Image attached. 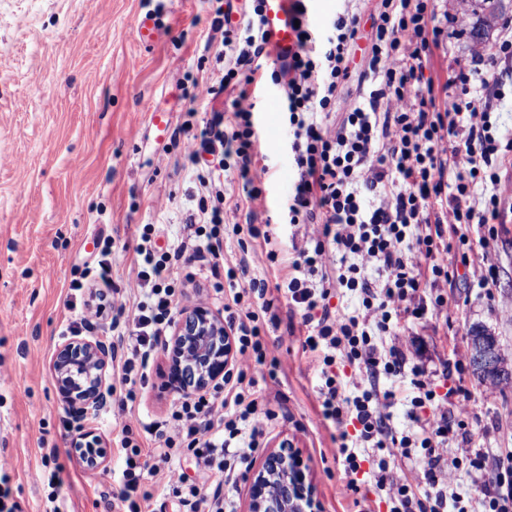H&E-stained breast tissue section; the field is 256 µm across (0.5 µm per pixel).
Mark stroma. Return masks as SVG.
I'll return each mask as SVG.
<instances>
[{
  "label": "stroma",
  "mask_w": 512,
  "mask_h": 512,
  "mask_svg": "<svg viewBox=\"0 0 512 512\" xmlns=\"http://www.w3.org/2000/svg\"><path fill=\"white\" fill-rule=\"evenodd\" d=\"M152 2L0 0V370L6 374L0 380V456L11 464L23 512H48L49 490L33 479L46 465L61 478V512H117L112 491L124 468L116 446L121 428L165 420L175 397L164 386L169 361L161 346L128 412L113 403L98 415L73 419L52 370L54 351L76 315L73 286L94 279L102 250L111 251L113 289L135 298L138 227L164 225L158 246L177 247L188 239L187 224L201 222V203L212 200L198 166L172 135L151 129L149 112L171 110L173 125H190L196 134L231 99L228 91L219 102L203 92L224 73L216 58L221 34L212 26L221 2L177 0L161 41L146 50L132 41L130 25ZM436 10L448 17V38L430 58L433 75L445 77L455 62L477 67L493 51L500 26L476 40L469 35L467 0H437ZM254 94L257 159L269 165L270 176L257 200L242 202L235 221L269 225L279 256L238 277L236 286L265 280L274 300L261 335L277 343L280 365L273 373L258 368L254 389L278 398L281 410L250 468L258 470L267 452L287 442L300 452L322 512H390L372 476L379 454L360 455L364 502L353 504L341 493L343 458L316 401L322 366L303 350L306 328L280 291L290 272L293 229L274 218L296 180L288 114L275 88L260 85ZM498 231L487 255L471 254L469 268L459 269L453 287L445 288L443 313L396 330L437 395L467 390V397H452L448 415L477 429L481 450L491 455L512 448V388L489 390L465 360L475 326L494 333L512 359V223ZM489 264L496 279L483 289L478 282ZM177 281L196 303L223 313L225 296L214 291L208 266L180 262ZM454 359L460 371L444 372V362ZM81 429L93 432L106 450L96 469L87 468L72 446Z\"/></svg>",
  "instance_id": "stroma-1"
}]
</instances>
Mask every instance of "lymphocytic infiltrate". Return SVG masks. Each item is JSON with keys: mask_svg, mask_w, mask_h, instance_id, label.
<instances>
[{"mask_svg": "<svg viewBox=\"0 0 512 512\" xmlns=\"http://www.w3.org/2000/svg\"><path fill=\"white\" fill-rule=\"evenodd\" d=\"M262 6L263 0H249L245 20L223 31L224 74L207 93L216 98L224 89L237 87L227 112H215L201 137L187 135L182 126L174 133L181 136L189 157L202 151L215 157L217 165L201 176L202 184L235 172L247 200H256L269 167L257 161L259 134L252 121L256 101L249 87L259 83L279 89L297 168L283 221L304 229L302 244L293 248L284 297L301 310L304 325L311 328L303 347L319 353L328 368L340 358L358 365L370 380L380 374L409 377L413 405L433 406L429 417L417 420L414 433L399 437L384 422L395 392L381 394L369 387L351 396L335 374H324L316 399L324 422L336 428L344 457L343 493L360 492L355 444L381 452L398 448L406 458L419 448L427 458L423 471L378 463L374 479L393 502L392 512H446L452 502L456 512H512V450L492 473L480 451L464 448L445 457L453 431L446 401L437 400L425 369L411 363L402 346H379L380 337L392 335L400 319L419 322L443 305L439 291L450 280L448 256L453 249L487 247L497 234L506 192L501 172L504 165H512V137L500 138L492 116L512 79L497 68L499 59L512 58V35L498 42L482 70L454 69L439 83L425 73L445 36L434 0H380L365 58L374 87L346 100L340 90L349 77L357 12L345 9L320 32L309 22L307 0H295L298 48L280 66L271 60ZM215 198L208 225L194 229L193 250L180 245L157 252L151 241L160 237V225L142 229L136 282L140 299L127 353L117 368L120 405L134 402L137 384L147 378L151 351L175 312L192 301L187 290L174 285L178 262L221 255L224 216L239 207L226 203L223 193ZM472 224L487 228V235L470 240L465 228ZM370 269L377 271V278L367 277ZM339 288L358 294L359 311L331 312L327 300ZM429 289L435 291L434 299H425ZM248 295L259 299L258 308L243 310ZM126 305L119 292H88L71 334L95 324L117 327L116 317ZM272 306L264 282L251 281L246 293L230 291L224 321L234 336L237 362L223 384L179 395L167 419L149 427L159 443L154 456L144 454L132 424L123 426L117 443L125 467L116 494L122 512H143L150 496L140 486L156 464L167 465L169 491L185 512H224L221 490L201 495L169 461L173 452L186 451L201 472H221L230 451L238 463L237 476L246 477L252 453L277 417L264 396L244 387L257 367L279 363L275 346L261 338V316ZM353 423L358 429L352 434L347 427ZM462 468L482 482L468 507L460 505L459 494L448 491L452 472Z\"/></svg>", "mask_w": 512, "mask_h": 512, "instance_id": "1", "label": "lymphocytic infiltrate"}]
</instances>
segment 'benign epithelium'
<instances>
[{
	"mask_svg": "<svg viewBox=\"0 0 512 512\" xmlns=\"http://www.w3.org/2000/svg\"><path fill=\"white\" fill-rule=\"evenodd\" d=\"M168 384L178 393L203 392L224 381L236 362L232 333L202 305L186 308L170 342ZM112 348L96 336H72L57 345L53 370L65 408L82 418L101 411L111 391L107 368ZM472 369L512 384V366L501 358L496 341L487 336L470 345ZM90 431L81 432L74 447L94 453L91 466L101 465L104 451ZM249 512H321L314 489L306 484L305 468L295 449L284 443L265 456L250 488Z\"/></svg>",
	"mask_w": 512,
	"mask_h": 512,
	"instance_id": "1",
	"label": "benign epithelium"
}]
</instances>
